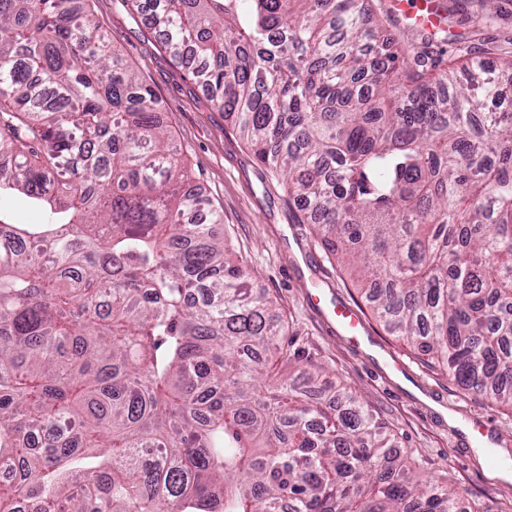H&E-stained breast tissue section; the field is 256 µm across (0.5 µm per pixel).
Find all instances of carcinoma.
<instances>
[{
	"label": "carcinoma",
	"instance_id": "cac0c4a2",
	"mask_svg": "<svg viewBox=\"0 0 512 512\" xmlns=\"http://www.w3.org/2000/svg\"><path fill=\"white\" fill-rule=\"evenodd\" d=\"M153 2L374 319L512 409V54L391 51L362 0ZM73 3L0 0V512H474L294 368L156 95Z\"/></svg>",
	"mask_w": 512,
	"mask_h": 512
}]
</instances>
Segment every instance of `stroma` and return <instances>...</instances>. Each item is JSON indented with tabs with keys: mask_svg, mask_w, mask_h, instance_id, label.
Returning <instances> with one entry per match:
<instances>
[{
	"mask_svg": "<svg viewBox=\"0 0 512 512\" xmlns=\"http://www.w3.org/2000/svg\"><path fill=\"white\" fill-rule=\"evenodd\" d=\"M437 2L450 12L448 32L468 40L478 59L496 63L486 49L512 41V0H503L502 15L476 40L470 37L476 0ZM90 8L127 65L155 93L183 166L223 210L224 242L242 257L255 288L275 301L288 323L291 348L356 391L416 473L447 484L479 512H512V480L497 477L496 466L476 455L466 430L479 419L512 436V410L469 394L368 317L349 272L336 264L312 226L300 223L299 205L288 199L279 176L257 160L232 119L171 57L146 13L127 0H90ZM310 292L323 296L324 309L307 305ZM335 302L365 314L369 345L342 340L328 318ZM394 356L402 370L389 367Z\"/></svg>",
	"mask_w": 512,
	"mask_h": 512,
	"instance_id": "1",
	"label": "stroma"
}]
</instances>
